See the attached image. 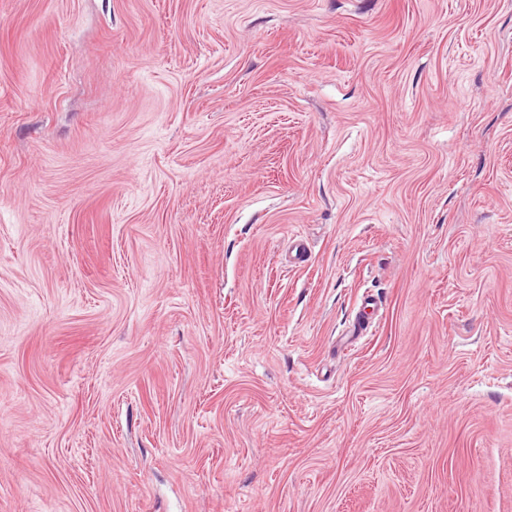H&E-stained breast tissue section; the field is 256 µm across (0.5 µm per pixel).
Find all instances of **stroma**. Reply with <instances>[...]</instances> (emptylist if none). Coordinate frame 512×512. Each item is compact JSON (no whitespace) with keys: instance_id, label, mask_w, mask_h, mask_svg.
I'll use <instances>...</instances> for the list:
<instances>
[{"instance_id":"1","label":"stroma","mask_w":512,"mask_h":512,"mask_svg":"<svg viewBox=\"0 0 512 512\" xmlns=\"http://www.w3.org/2000/svg\"><path fill=\"white\" fill-rule=\"evenodd\" d=\"M0 512H512V0H0Z\"/></svg>"}]
</instances>
